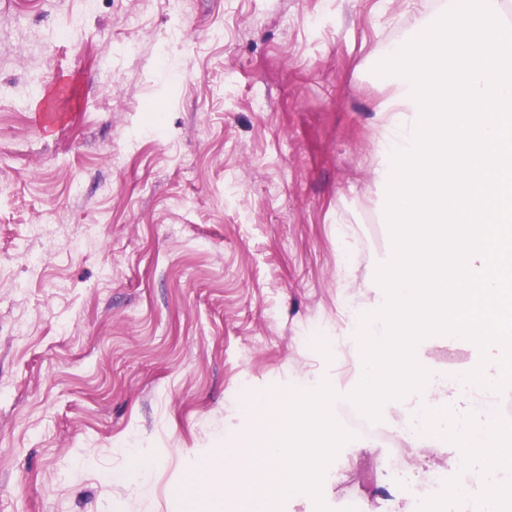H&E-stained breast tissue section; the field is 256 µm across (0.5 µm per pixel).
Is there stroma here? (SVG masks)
Masks as SVG:
<instances>
[{"mask_svg": "<svg viewBox=\"0 0 512 512\" xmlns=\"http://www.w3.org/2000/svg\"><path fill=\"white\" fill-rule=\"evenodd\" d=\"M443 2L0 0V512H203L191 481L261 443L270 389L354 380L336 230L360 276L391 246L374 69ZM422 356L453 375L480 350ZM387 461L411 470L344 444L329 512H388L365 488Z\"/></svg>", "mask_w": 512, "mask_h": 512, "instance_id": "35a3bbf8", "label": "stroma"}]
</instances>
